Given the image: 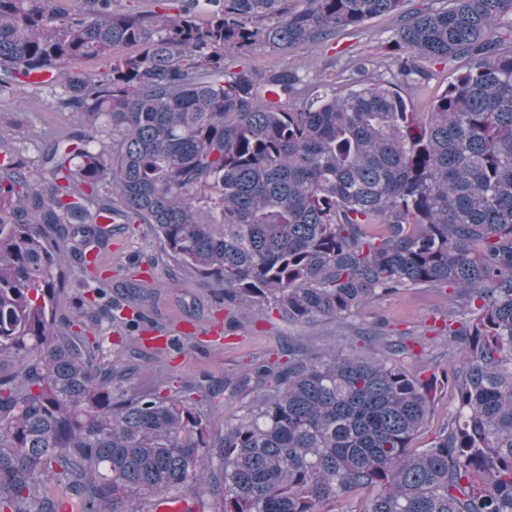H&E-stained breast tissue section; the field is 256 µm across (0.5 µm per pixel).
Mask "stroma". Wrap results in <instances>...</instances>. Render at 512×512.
<instances>
[{
	"instance_id": "stroma-1",
	"label": "stroma",
	"mask_w": 512,
	"mask_h": 512,
	"mask_svg": "<svg viewBox=\"0 0 512 512\" xmlns=\"http://www.w3.org/2000/svg\"><path fill=\"white\" fill-rule=\"evenodd\" d=\"M434 4L435 0H408L404 12L376 17L337 38L335 46L316 45L288 54L266 48L246 57L244 63L258 70L283 64L297 67L307 74V91L311 94L337 87L344 83L345 63L384 60L387 43L406 13L426 10ZM18 111L25 114L21 133L30 142H41L63 126L60 110L52 105L48 89L42 87L21 85L13 95L0 98V117L8 119ZM100 258L105 275L112 278L113 299L125 309L140 313L146 328L176 332L179 324L192 323L203 330L199 336L177 335L164 351L151 346L145 335L119 338L106 330L99 335L100 363L116 361L128 368L125 386L129 389L189 391L207 411L212 436H222L225 422L239 412L242 397L228 390L227 382L236 380L257 363L274 360L288 342L301 339L317 347L338 342L357 349L362 346L358 336L343 333L336 324L326 323L306 331L288 325L266 306L252 307L247 319L239 326H231L233 343L215 344L207 337V330L230 326L223 294L183 275L163 257L149 225H113ZM448 301L444 291H401L361 310L357 323L364 329L382 323L393 332L420 330L439 319L447 310Z\"/></svg>"
}]
</instances>
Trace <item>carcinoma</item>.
<instances>
[{
	"mask_svg": "<svg viewBox=\"0 0 512 512\" xmlns=\"http://www.w3.org/2000/svg\"><path fill=\"white\" fill-rule=\"evenodd\" d=\"M404 0H0V97L44 66L80 122L37 147L0 121V512H150L210 495L218 512H512V0H449L411 13L388 45L389 79L358 63L293 110L298 70L237 60L335 41ZM137 52L117 56L118 47ZM94 57L99 74L71 70ZM464 69L415 111L438 65ZM149 224L174 264L231 308L359 332L367 304L452 289L442 325L366 347L311 351L244 373L240 413L211 438L188 394L129 393L86 323L136 331L109 293L101 220ZM85 274L78 312L66 256ZM433 333L455 351L423 357ZM455 408L424 448L443 387ZM218 452L213 453L211 449ZM206 504L199 500L178 494H169L155 501L154 512H203Z\"/></svg>",
	"mask_w": 512,
	"mask_h": 512,
	"instance_id": "cac0c4a2",
	"label": "carcinoma"
}]
</instances>
